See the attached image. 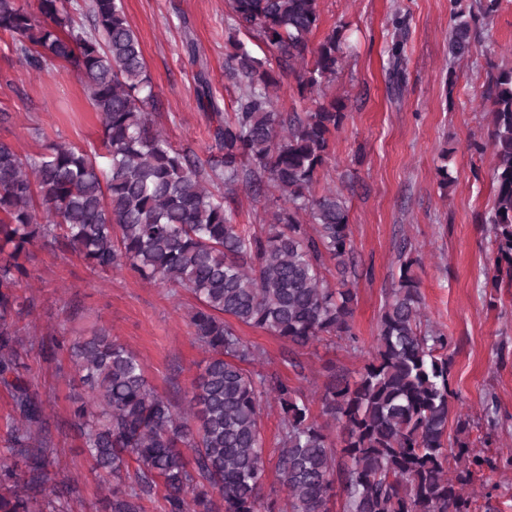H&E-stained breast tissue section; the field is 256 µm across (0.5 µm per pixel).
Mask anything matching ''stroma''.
<instances>
[{
	"label": "stroma",
	"mask_w": 512,
	"mask_h": 512,
	"mask_svg": "<svg viewBox=\"0 0 512 512\" xmlns=\"http://www.w3.org/2000/svg\"><path fill=\"white\" fill-rule=\"evenodd\" d=\"M152 79L158 110L153 118L171 143L207 159L214 123L200 107L196 74L206 68L212 93L231 114L239 89L228 75L227 0H124ZM319 42L343 24L349 36L342 68L325 88L345 101L349 117L333 139L317 191L343 190L355 258L367 268L355 287L358 348L324 341L306 347L304 372L288 363L287 342L240 327L262 353L257 368L288 380L306 394L320 391L324 368L359 370L369 358L379 315L399 276V254L410 250L424 311L452 339L451 384L460 399L455 414L471 420L473 452L491 457L467 491L476 512H512V289L490 295L496 250L491 234L476 224L493 203V156L470 151L487 140L483 92L487 60L512 65V0H502L490 20L492 45L476 43L456 65L448 63V0H320ZM405 14V79L400 93L388 89V53L394 13ZM194 38L203 58L192 64L184 47ZM0 39V139L25 154L44 140L62 139L83 149L99 143L101 124L73 66L56 63L37 73ZM447 166L448 188L438 168ZM27 293L34 307L23 322L29 378L45 407V436L57 478L74 477L77 512H103L109 491L91 469L69 425V397L80 383L67 357L43 358L41 343L53 336L90 335L104 327L140 357L149 383L162 394H183L203 367L189 314L196 301L187 290L141 282L127 270L93 273L75 255L48 246L32 250ZM498 404L494 422L483 417L487 398Z\"/></svg>",
	"instance_id": "obj_1"
}]
</instances>
